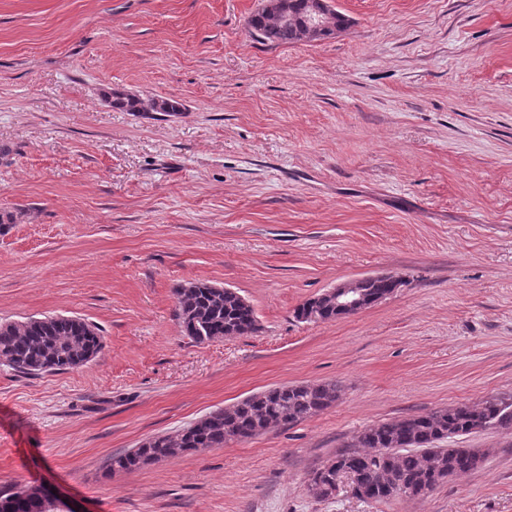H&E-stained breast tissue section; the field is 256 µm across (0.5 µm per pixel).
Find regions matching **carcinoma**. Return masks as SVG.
<instances>
[{"mask_svg": "<svg viewBox=\"0 0 512 512\" xmlns=\"http://www.w3.org/2000/svg\"><path fill=\"white\" fill-rule=\"evenodd\" d=\"M309 0H288V18L265 8L249 24L260 40L294 44L307 40L304 18ZM112 108L123 112L145 111V99L123 94L112 96ZM373 299L394 291L383 275L366 282ZM175 316L182 332L197 342H209L257 329L253 307L237 292H226L202 282L174 290ZM316 308V321L338 319L336 307L316 297L294 311L307 322ZM104 348L100 329L76 316L52 315L0 323V361L25 376L78 368L93 361ZM339 381L283 385L251 395L237 404L215 410L174 435L150 438L138 448L113 459L119 469H133L169 458L189 449L222 448L230 437L252 439L272 426L288 427L332 406L340 397ZM512 427V402L491 397L474 403L409 415L363 429L348 448L328 462L351 477L352 496L374 502L422 498L445 484L441 472L454 476L471 473L487 457L481 448H442L439 443L478 429ZM0 512H59L40 486H26L0 496Z\"/></svg>", "mask_w": 512, "mask_h": 512, "instance_id": "obj_1", "label": "carcinoma"}]
</instances>
